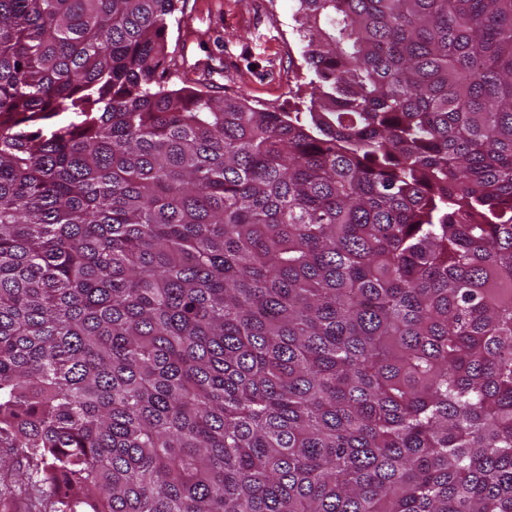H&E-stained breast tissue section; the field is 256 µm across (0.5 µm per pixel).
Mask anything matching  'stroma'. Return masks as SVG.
Here are the masks:
<instances>
[{
    "instance_id": "obj_1",
    "label": "stroma",
    "mask_w": 512,
    "mask_h": 512,
    "mask_svg": "<svg viewBox=\"0 0 512 512\" xmlns=\"http://www.w3.org/2000/svg\"><path fill=\"white\" fill-rule=\"evenodd\" d=\"M294 0H179L167 41L176 87L241 88L256 107L287 108L310 79Z\"/></svg>"
}]
</instances>
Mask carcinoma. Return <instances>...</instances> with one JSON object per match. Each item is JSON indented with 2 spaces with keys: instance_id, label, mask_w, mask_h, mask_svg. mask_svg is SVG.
Instances as JSON below:
<instances>
[{
  "instance_id": "obj_1",
  "label": "carcinoma",
  "mask_w": 512,
  "mask_h": 512,
  "mask_svg": "<svg viewBox=\"0 0 512 512\" xmlns=\"http://www.w3.org/2000/svg\"><path fill=\"white\" fill-rule=\"evenodd\" d=\"M295 2L280 112L0 0V512H512V0Z\"/></svg>"
}]
</instances>
